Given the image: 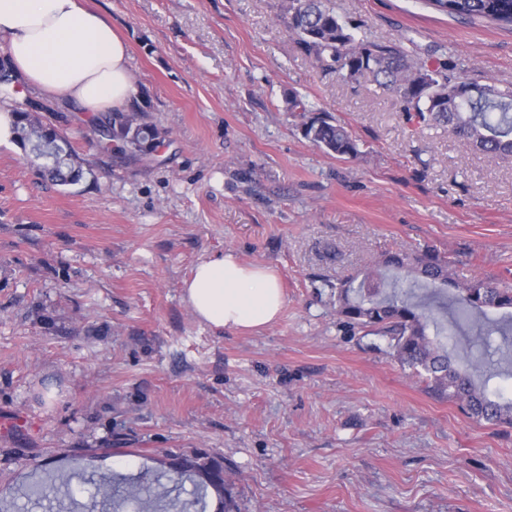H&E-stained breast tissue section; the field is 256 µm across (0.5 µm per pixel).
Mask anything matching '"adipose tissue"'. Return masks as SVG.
<instances>
[{"label":"adipose tissue","instance_id":"adipose-tissue-1","mask_svg":"<svg viewBox=\"0 0 512 512\" xmlns=\"http://www.w3.org/2000/svg\"><path fill=\"white\" fill-rule=\"evenodd\" d=\"M0 41L16 76L46 98L99 113L124 110L137 94L127 41L85 0H0ZM183 294L216 330L265 327L284 303L275 267L230 252L198 263Z\"/></svg>","mask_w":512,"mask_h":512}]
</instances>
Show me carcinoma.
I'll return each instance as SVG.
<instances>
[{"label":"carcinoma","instance_id":"carcinoma-1","mask_svg":"<svg viewBox=\"0 0 512 512\" xmlns=\"http://www.w3.org/2000/svg\"><path fill=\"white\" fill-rule=\"evenodd\" d=\"M327 0H283L288 28L299 48L313 57L327 73L346 76L370 72L379 86L394 93L408 119L439 126L460 136L490 159L512 158V91L502 92L480 84L458 70L448 59L433 67L416 59L401 42L388 44L359 38L326 5ZM436 10L457 19H480L501 27H512V0H427ZM8 58H0V101L11 103L16 142L29 157L38 160L40 174L60 186L77 185L92 169L76 154L61 123H53L49 113L28 112L17 97ZM288 111L298 114L305 138L324 152L340 158L358 154V144L350 131L326 113L312 114L303 97L287 100ZM88 132L102 148L126 160L150 154L165 131L147 112H109L91 115ZM383 266L394 271L388 283L381 269L363 274L360 281H336V312L351 329L368 330L386 341L402 367L409 369L436 394L445 396L476 420L512 425V399H493L489 383L512 377V358L489 360L466 355L452 363L448 347L439 340L444 328L433 309L412 301L420 288L436 294L452 283L450 261L426 249L387 256ZM454 284V283H452ZM458 311L480 318L479 334L499 336L502 347L512 352V320L500 322L487 317L490 309H512V286L488 279L457 282ZM183 459L190 461L184 473L201 482L193 484L189 509L205 503L206 489L218 496L217 512H237L230 484L224 479V461L203 450H194ZM103 499L120 498L121 503L139 500L146 488L133 481L116 494L112 483L97 486Z\"/></svg>","mask_w":512,"mask_h":512}]
</instances>
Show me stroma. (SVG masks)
I'll return each mask as SVG.
<instances>
[{
  "instance_id": "1",
  "label": "stroma",
  "mask_w": 512,
  "mask_h": 512,
  "mask_svg": "<svg viewBox=\"0 0 512 512\" xmlns=\"http://www.w3.org/2000/svg\"><path fill=\"white\" fill-rule=\"evenodd\" d=\"M126 38L141 108L167 136L111 157L66 128L94 180L43 184L0 146V512H102L75 481L150 487L169 456L223 457L241 512H512V428L467 419L378 336L348 330L326 280L412 248L459 279L512 281V160L407 120L371 75L325 73L281 0H88ZM355 34L412 38L512 90V29L461 23L425 0H329ZM299 93L357 139L343 159L304 138ZM279 272L285 304L256 332L214 331L183 299L220 252Z\"/></svg>"
}]
</instances>
